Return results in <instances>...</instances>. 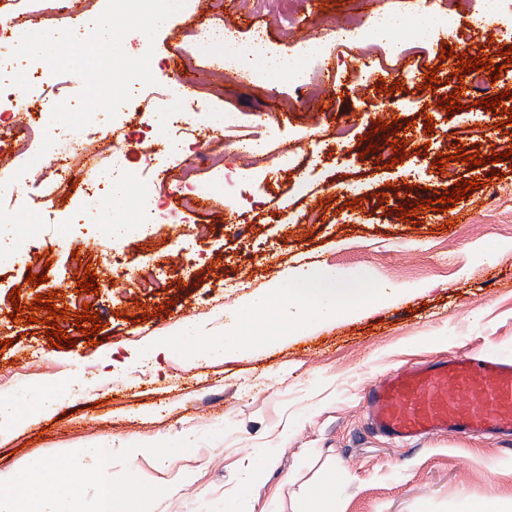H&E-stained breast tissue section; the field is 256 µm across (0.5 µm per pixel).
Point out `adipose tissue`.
Instances as JSON below:
<instances>
[{
  "instance_id": "1",
  "label": "adipose tissue",
  "mask_w": 512,
  "mask_h": 512,
  "mask_svg": "<svg viewBox=\"0 0 512 512\" xmlns=\"http://www.w3.org/2000/svg\"><path fill=\"white\" fill-rule=\"evenodd\" d=\"M396 285L379 283L366 276H348L332 268H298L286 281L273 284L239 308L224 329V337L209 341L186 331L165 340V351L206 350L227 357L245 348L239 328L245 323L261 325L264 334H296L310 326L343 315H354L371 304L399 295ZM84 494L83 481L65 478L56 466L31 459L24 471L0 481V512H59L62 504Z\"/></svg>"
}]
</instances>
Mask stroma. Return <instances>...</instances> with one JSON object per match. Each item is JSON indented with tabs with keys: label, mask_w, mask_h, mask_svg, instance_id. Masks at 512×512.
<instances>
[{
	"label": "stroma",
	"mask_w": 512,
	"mask_h": 512,
	"mask_svg": "<svg viewBox=\"0 0 512 512\" xmlns=\"http://www.w3.org/2000/svg\"><path fill=\"white\" fill-rule=\"evenodd\" d=\"M414 0H266L254 10L241 0H187L154 42L125 39L127 54L153 48L157 85L173 75H195L196 98L181 111L174 137L192 136L187 157L156 155L164 171L163 195L178 193L175 175L184 160L212 149L205 131L213 113L239 112L244 124L269 125L267 151L257 177L225 210L223 190L208 170L213 209L179 213L172 224L150 225L133 238L109 235L102 224H76L79 189L63 187L52 201L41 199L37 177L49 173L51 152L33 143L16 166L12 107L0 110V173L13 174L21 219L7 234L28 264L48 261L47 280L31 285L28 264L0 255V400L40 387L55 390L51 413H24L21 425L0 429V474L21 470L34 457L68 468L78 448H135L132 464L116 459L107 475L125 489L136 482L148 491L145 512H280L296 501L300 512H463L466 503L512 494V441L470 434L436 437L403 447L367 430L365 392L390 368L410 366L459 350H479L512 360V133L476 125L479 99L512 91V8L498 15L492 40L471 21L479 0H436L458 13L453 34L430 42L403 59L410 77L398 81L390 50L371 44H338L336 30L351 13L360 24L374 15L407 13ZM45 0H0V31L18 23L48 21ZM228 23L240 42L262 30L270 48L297 51L318 40L328 52L315 63L318 95L271 80L225 75L218 47L198 52L200 26ZM454 53L442 56L444 44ZM488 57L491 70L471 71L470 88L456 91V55ZM365 60L384 91L361 90L355 62ZM502 68L503 78L492 75ZM435 88H426L429 73ZM83 84L67 78L52 93L24 75L12 81L22 118L43 120L55 104L75 102ZM456 94L455 110L440 102ZM136 100L122 105L111 124L123 128L122 145L131 169L156 141L134 122ZM390 129L376 131L378 118ZM349 128L337 142L336 126ZM411 141L395 162V136ZM372 148L363 152L360 142ZM481 153L482 166L457 161L456 152ZM501 162H492L493 154ZM449 164L436 167L437 155ZM480 187L444 212L421 208L422 200L445 195L455 184ZM416 205L402 218L399 209ZM181 234H174L173 224ZM210 235L197 239L194 227ZM109 245L118 259L149 266L152 288H129L120 271L104 267L88 237ZM311 265L362 270L401 287L391 302L367 307L297 335L261 340L233 357L159 353L150 342L180 327L219 338L227 316L262 294L290 270ZM94 270V293L78 292L85 268ZM19 289L21 306L37 295H53L68 309L57 325L70 346H51L46 324L13 320L9 295ZM98 313L103 327L79 332L74 315L83 306ZM169 313H162V306ZM80 378L83 388L68 385ZM265 467L253 475L254 457ZM335 476L331 501L314 496V485ZM251 484L249 495L239 489Z\"/></svg>",
	"instance_id": "stroma-1"
}]
</instances>
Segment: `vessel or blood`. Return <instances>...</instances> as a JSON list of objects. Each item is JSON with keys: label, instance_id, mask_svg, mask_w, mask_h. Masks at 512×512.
I'll use <instances>...</instances> for the list:
<instances>
[{"label": "vessel or blood", "instance_id": "obj_1", "mask_svg": "<svg viewBox=\"0 0 512 512\" xmlns=\"http://www.w3.org/2000/svg\"><path fill=\"white\" fill-rule=\"evenodd\" d=\"M372 432L401 445L457 433L512 440V362L451 354L382 375L368 393Z\"/></svg>", "mask_w": 512, "mask_h": 512}]
</instances>
